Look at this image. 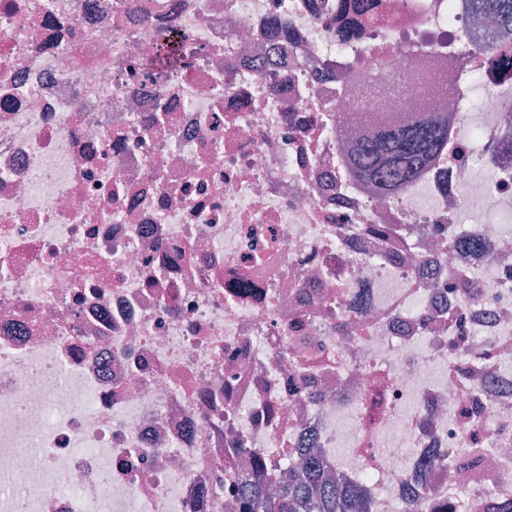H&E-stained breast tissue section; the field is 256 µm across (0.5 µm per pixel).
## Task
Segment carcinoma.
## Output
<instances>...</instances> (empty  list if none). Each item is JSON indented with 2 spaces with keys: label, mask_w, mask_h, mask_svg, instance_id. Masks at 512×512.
Instances as JSON below:
<instances>
[{
  "label": "carcinoma",
  "mask_w": 512,
  "mask_h": 512,
  "mask_svg": "<svg viewBox=\"0 0 512 512\" xmlns=\"http://www.w3.org/2000/svg\"><path fill=\"white\" fill-rule=\"evenodd\" d=\"M479 16H492L503 34L512 33V0H468ZM192 57L190 42L177 32L161 35L154 64L180 62ZM448 141V120L420 118L388 126L350 148L351 175L384 194L402 192L429 167ZM241 512H369L363 490L355 484L332 480L322 457L311 454L300 469L274 492L258 483L245 486Z\"/></svg>",
  "instance_id": "cac0c4a2"
}]
</instances>
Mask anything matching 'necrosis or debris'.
<instances>
[{"instance_id": "necrosis-or-debris-1", "label": "necrosis or debris", "mask_w": 512, "mask_h": 512, "mask_svg": "<svg viewBox=\"0 0 512 512\" xmlns=\"http://www.w3.org/2000/svg\"><path fill=\"white\" fill-rule=\"evenodd\" d=\"M341 2L0 0V512H232L225 461L312 448L371 512H512V62ZM419 79L448 146L378 195L347 146ZM192 57L190 42L186 36L178 32H167L161 35L158 54L152 60L153 64L180 62L188 64Z\"/></svg>"}]
</instances>
